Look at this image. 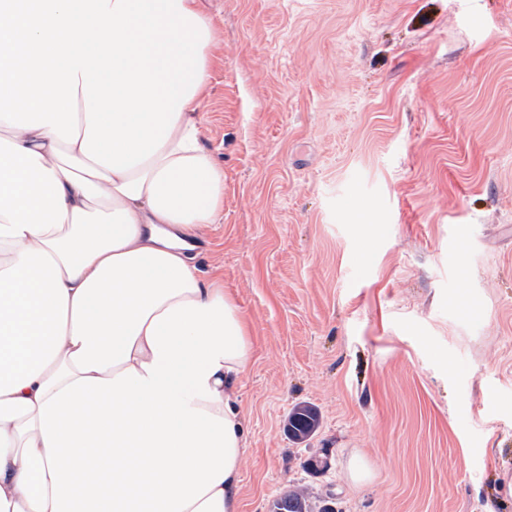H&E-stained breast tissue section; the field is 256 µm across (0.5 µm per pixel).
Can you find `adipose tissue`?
Here are the masks:
<instances>
[{"mask_svg": "<svg viewBox=\"0 0 512 512\" xmlns=\"http://www.w3.org/2000/svg\"><path fill=\"white\" fill-rule=\"evenodd\" d=\"M210 79L124 172L0 120V512H239L251 342L185 242L224 208Z\"/></svg>", "mask_w": 512, "mask_h": 512, "instance_id": "adipose-tissue-1", "label": "adipose tissue"}]
</instances>
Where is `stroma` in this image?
Listing matches in <instances>:
<instances>
[{"label":"stroma","mask_w":512,"mask_h":512,"mask_svg":"<svg viewBox=\"0 0 512 512\" xmlns=\"http://www.w3.org/2000/svg\"><path fill=\"white\" fill-rule=\"evenodd\" d=\"M198 6L224 210L196 263L252 344L240 512H512V0ZM318 410L309 404H297L288 415L285 429L288 438L296 443L307 441L319 428ZM332 494L314 495L305 488H295L274 499L269 512H334L328 507Z\"/></svg>","instance_id":"stroma-1"}]
</instances>
